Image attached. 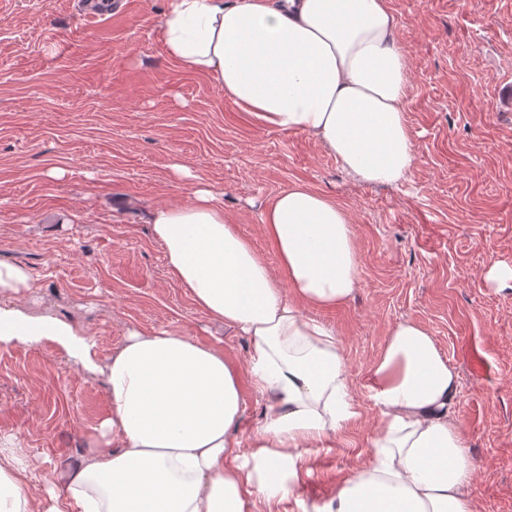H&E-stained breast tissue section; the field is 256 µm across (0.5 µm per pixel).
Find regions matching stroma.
Instances as JSON below:
<instances>
[{
    "label": "stroma",
    "instance_id": "35a3bbf8",
    "mask_svg": "<svg viewBox=\"0 0 512 512\" xmlns=\"http://www.w3.org/2000/svg\"><path fill=\"white\" fill-rule=\"evenodd\" d=\"M409 63L411 181L349 177L303 131L257 124L207 76L167 57L156 37L165 0H126L89 20L76 0H0V263L34 279L6 300L70 336L0 340V436L36 478L71 468L109 414L104 364L129 331H168L246 365L251 341L193 301L169 273L148 224L161 205L213 189L269 265L261 211L302 184L349 213L360 286L307 314L333 329L359 415L303 466L275 512H318L371 453L368 397L387 332L425 324L458 376L474 512H512V0H389ZM190 170L181 176L176 164Z\"/></svg>",
    "mask_w": 512,
    "mask_h": 512
}]
</instances>
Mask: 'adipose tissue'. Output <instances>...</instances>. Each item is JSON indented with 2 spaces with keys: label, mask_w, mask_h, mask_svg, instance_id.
<instances>
[{
  "label": "adipose tissue",
  "mask_w": 512,
  "mask_h": 512,
  "mask_svg": "<svg viewBox=\"0 0 512 512\" xmlns=\"http://www.w3.org/2000/svg\"><path fill=\"white\" fill-rule=\"evenodd\" d=\"M388 0H167L166 54L208 76L258 123L301 130L348 175L410 180L408 62ZM171 275L196 305L252 340L246 367L221 348L167 331H131L106 375L101 443L34 500L30 467L0 440V512H253L284 497L296 451L335 440L358 415L335 332L305 310L344 305L360 286L347 210L295 184L261 212L270 268L207 187L150 214ZM63 323L0 308V337L26 340ZM266 395L254 449L236 430L245 391ZM457 375L429 330L394 324L372 368L379 410L368 462L322 512H473L472 461L455 405Z\"/></svg>",
  "instance_id": "obj_1"
}]
</instances>
